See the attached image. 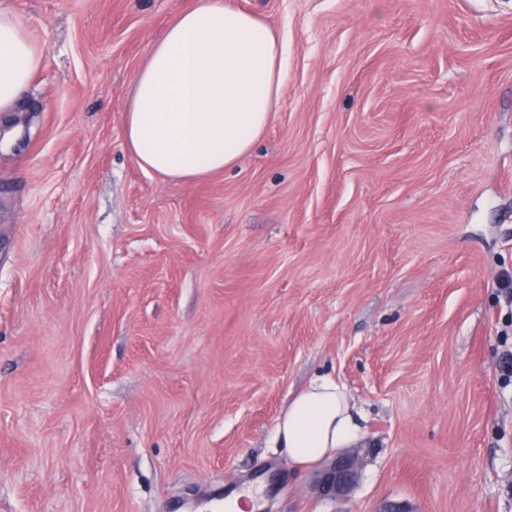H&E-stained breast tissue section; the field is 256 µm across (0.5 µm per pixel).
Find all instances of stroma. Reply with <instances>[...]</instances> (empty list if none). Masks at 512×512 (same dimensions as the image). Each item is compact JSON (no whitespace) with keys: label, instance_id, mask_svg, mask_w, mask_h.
<instances>
[{"label":"stroma","instance_id":"1","mask_svg":"<svg viewBox=\"0 0 512 512\" xmlns=\"http://www.w3.org/2000/svg\"><path fill=\"white\" fill-rule=\"evenodd\" d=\"M197 0H0L43 52L0 120V512H512V0H229L285 48L236 165L144 172L123 115ZM340 499L272 446L318 373ZM358 477V456L341 455L316 473L313 487L323 496L342 497L350 492Z\"/></svg>","mask_w":512,"mask_h":512}]
</instances>
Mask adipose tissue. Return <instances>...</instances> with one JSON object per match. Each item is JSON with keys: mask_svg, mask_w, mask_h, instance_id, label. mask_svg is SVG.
<instances>
[{"mask_svg": "<svg viewBox=\"0 0 512 512\" xmlns=\"http://www.w3.org/2000/svg\"><path fill=\"white\" fill-rule=\"evenodd\" d=\"M277 33L227 0H198L150 44L124 111L127 145L146 172L190 182L223 172L271 121L282 83ZM43 56L0 9V112H14ZM361 426L343 384L315 375L279 417L273 443L296 465L330 457Z\"/></svg>", "mask_w": 512, "mask_h": 512, "instance_id": "adipose-tissue-1", "label": "adipose tissue"}]
</instances>
